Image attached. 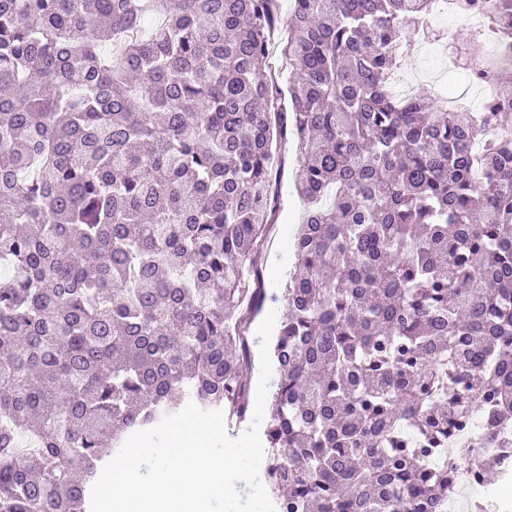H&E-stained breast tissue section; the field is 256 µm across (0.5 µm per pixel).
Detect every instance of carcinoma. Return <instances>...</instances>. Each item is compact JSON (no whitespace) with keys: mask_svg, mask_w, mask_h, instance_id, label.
<instances>
[{"mask_svg":"<svg viewBox=\"0 0 512 512\" xmlns=\"http://www.w3.org/2000/svg\"><path fill=\"white\" fill-rule=\"evenodd\" d=\"M277 2L0 0V512H89L190 400L245 422L267 299L276 512H443L468 471L512 476V109L390 93L434 0ZM282 26L285 88L259 67ZM474 404L495 454L454 438ZM282 159L280 178L277 182L280 208L277 223L265 243L263 251L261 288L268 293L283 288L286 275L295 262L292 238L299 224L302 206L293 185L296 165L294 145L289 142L279 151ZM271 310H275L276 320H275V325H274V328H273V331H272V334L270 337V341H269V351H270V347L273 342V338L275 336L277 327L283 317L284 310H283L282 306H280L278 304L266 303L264 305V307L262 308V310L256 315L255 319L253 320V322L251 323V325L249 326V328L247 330L246 335L249 338V343H250L251 352H252V365H251V369H250L251 386H252V390H251L252 413H251L250 420L247 423H244L241 426H239V428L236 426L230 427V426H228V424L226 422L227 433L232 438H236V437L240 436L249 427L251 420H252L254 401H255V392H256V386H257V381H258V376H259V370H260L259 343L261 342V339L257 337L256 329Z\"/></svg>","mask_w":512,"mask_h":512,"instance_id":"1","label":"carcinoma"}]
</instances>
